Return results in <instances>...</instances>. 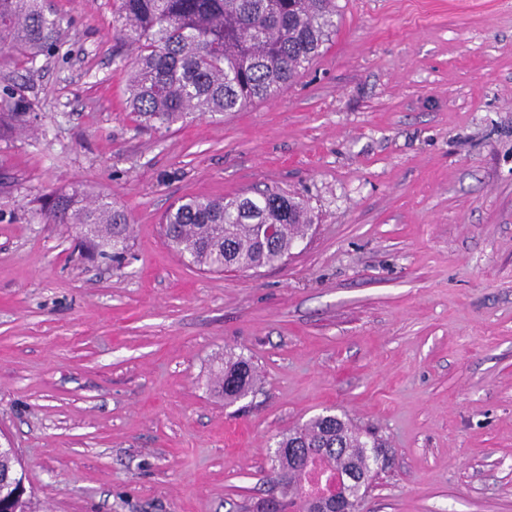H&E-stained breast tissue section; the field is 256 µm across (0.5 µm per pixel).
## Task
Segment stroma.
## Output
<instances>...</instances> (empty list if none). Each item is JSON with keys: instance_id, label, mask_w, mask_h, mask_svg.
<instances>
[{"instance_id": "obj_1", "label": "stroma", "mask_w": 512, "mask_h": 512, "mask_svg": "<svg viewBox=\"0 0 512 512\" xmlns=\"http://www.w3.org/2000/svg\"><path fill=\"white\" fill-rule=\"evenodd\" d=\"M48 5L59 55L0 60L35 115L0 136V437L40 512H242L326 408L389 444L357 512H512V0H336L287 91L166 133L125 109L112 0ZM72 189L131 214L132 263L42 223ZM266 189L315 216L278 266L166 246L178 199ZM255 369L242 353L226 351L224 363L214 374L213 391L224 397V403H234L247 396L254 386Z\"/></svg>"}]
</instances>
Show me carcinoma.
Listing matches in <instances>:
<instances>
[{
  "mask_svg": "<svg viewBox=\"0 0 512 512\" xmlns=\"http://www.w3.org/2000/svg\"><path fill=\"white\" fill-rule=\"evenodd\" d=\"M113 22L134 45L127 104L140 122L156 131L196 115L236 112L256 99L286 91L336 32V0H114ZM60 19L44 0H0V52L15 62L59 52ZM0 112V136L30 122L29 106L15 92ZM47 224H71L88 239V251L119 265L128 260L127 210L105 199L85 200L63 192L40 211ZM277 224L273 241L263 225ZM314 224L310 210L279 191L256 197L196 196L174 204L161 224L167 245L190 266L209 272L258 270L281 263ZM255 369L243 354L229 351L214 374L213 391L234 403L254 386ZM279 448H333L323 468L362 473L368 449L383 440L336 414L317 415L281 435ZM282 487L281 512H310L309 472L271 459ZM21 470L13 449L0 451V474ZM0 512H36L20 487L0 491Z\"/></svg>",
  "mask_w": 512,
  "mask_h": 512,
  "instance_id": "obj_1",
  "label": "carcinoma"
}]
</instances>
